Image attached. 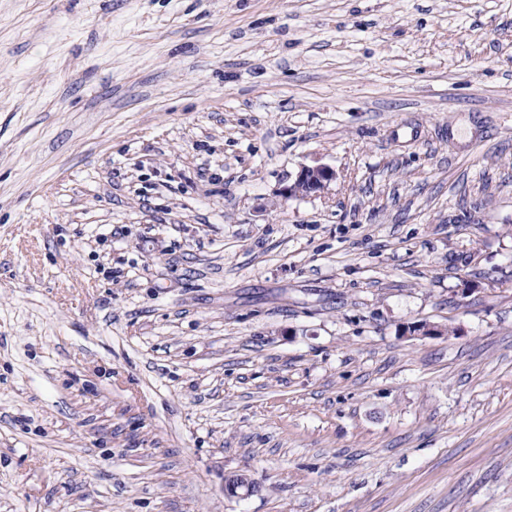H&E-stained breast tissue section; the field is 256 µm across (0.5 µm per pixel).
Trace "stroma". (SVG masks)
Masks as SVG:
<instances>
[{"label":"stroma","mask_w":512,"mask_h":512,"mask_svg":"<svg viewBox=\"0 0 512 512\" xmlns=\"http://www.w3.org/2000/svg\"><path fill=\"white\" fill-rule=\"evenodd\" d=\"M0 512H512V0H0ZM336 179V172L326 166H304L295 180L284 186L280 195L285 199L316 194L324 191Z\"/></svg>","instance_id":"stroma-1"}]
</instances>
